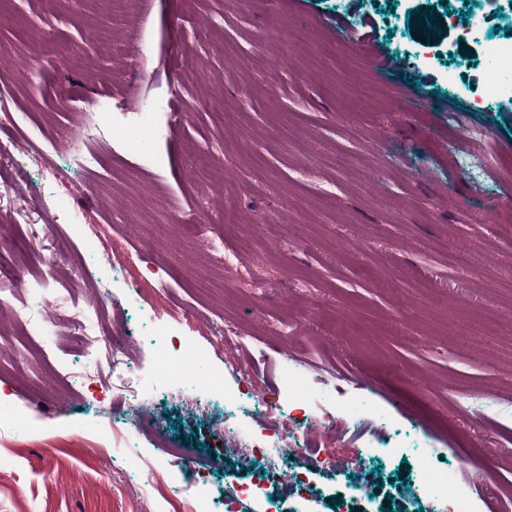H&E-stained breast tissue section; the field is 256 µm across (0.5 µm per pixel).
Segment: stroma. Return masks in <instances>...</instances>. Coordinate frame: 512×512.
<instances>
[{"mask_svg":"<svg viewBox=\"0 0 512 512\" xmlns=\"http://www.w3.org/2000/svg\"><path fill=\"white\" fill-rule=\"evenodd\" d=\"M1 14L0 268L19 276L0 306V512H165L135 466L158 470L183 512L192 463L210 512L243 482L260 489L240 512H458L420 492L431 468L476 512H512V427L488 409L512 402V89L477 101L469 82L507 40L512 0H0ZM464 18L482 20L479 38L463 40ZM131 27L137 42L114 57L100 33L118 41ZM104 94L111 128L89 171L70 132ZM176 110L185 122L127 145L138 114ZM15 140L29 155L13 157ZM194 154L217 161L212 192ZM76 183L109 192L75 199ZM50 198L70 223H41ZM229 198L243 223L225 224ZM192 220L209 238L180 233ZM144 250L168 263L163 280L145 274ZM52 264L69 276L45 313L50 364L19 313ZM103 295L165 441L110 389L80 395L85 358L68 335ZM157 325L185 381H158ZM299 365L309 410L288 398ZM243 376L247 399L227 408ZM347 379L361 390L338 394ZM336 405L369 415L339 430L311 422ZM288 420L334 451L302 487L268 482L267 458L223 436L260 439ZM100 428L118 434L112 447L95 444ZM489 480L505 492L486 503Z\"/></svg>","mask_w":512,"mask_h":512,"instance_id":"stroma-1","label":"stroma"}]
</instances>
